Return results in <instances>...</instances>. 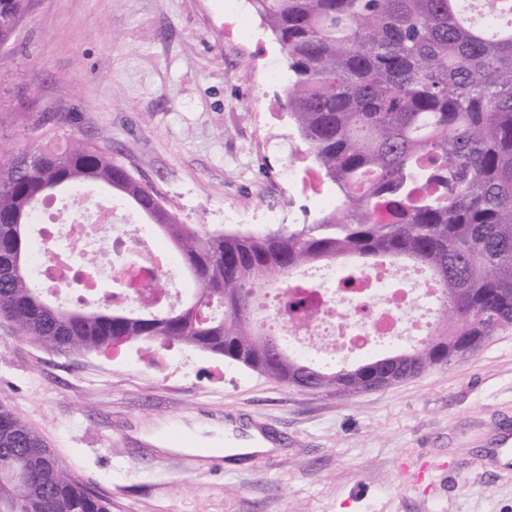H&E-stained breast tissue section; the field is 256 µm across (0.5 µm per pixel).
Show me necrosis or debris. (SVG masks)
<instances>
[{
    "instance_id": "obj_1",
    "label": "necrosis or debris",
    "mask_w": 512,
    "mask_h": 512,
    "mask_svg": "<svg viewBox=\"0 0 512 512\" xmlns=\"http://www.w3.org/2000/svg\"><path fill=\"white\" fill-rule=\"evenodd\" d=\"M33 222L38 230L34 260L39 276L69 301H100L99 292L88 287L89 278L110 269L119 275L114 302L130 304L157 288L175 267L173 257L143 235L93 224L88 213L80 214L76 224H55L41 207ZM319 279L326 291L316 298L319 312L314 318L299 320L285 312L277 317L289 347L299 352L314 346L331 353L342 340L349 350L363 355L383 344L419 335L431 310L426 307L405 315L411 290L419 288L429 300L435 297L424 280L410 281L402 265L382 267L368 282L347 292L332 289V272L320 274Z\"/></svg>"
}]
</instances>
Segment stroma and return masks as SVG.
<instances>
[{
    "label": "stroma",
    "instance_id": "1",
    "mask_svg": "<svg viewBox=\"0 0 512 512\" xmlns=\"http://www.w3.org/2000/svg\"><path fill=\"white\" fill-rule=\"evenodd\" d=\"M0 50V148L95 144L200 231L309 224L314 181L282 48L251 0H26ZM39 433L111 512H512L483 460L512 422V331L421 375L346 396L278 384L174 345L48 351L0 318V407ZM275 448L225 460L158 449L174 431Z\"/></svg>",
    "mask_w": 512,
    "mask_h": 512
}]
</instances>
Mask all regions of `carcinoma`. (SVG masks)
Instances as JSON below:
<instances>
[{"label": "carcinoma", "instance_id": "obj_1", "mask_svg": "<svg viewBox=\"0 0 512 512\" xmlns=\"http://www.w3.org/2000/svg\"><path fill=\"white\" fill-rule=\"evenodd\" d=\"M283 50L287 106L334 209L300 229L213 230L175 212L98 147L0 152V317L57 353L131 343L179 344L224 357L286 386L342 391L385 374L409 379L477 339L512 331V0H252ZM0 13V48L12 16ZM59 190L103 184L168 238L191 282L188 300L129 307L55 303L37 277L30 214ZM400 262L440 296L437 327L414 371L377 355L337 376L288 352L265 298L309 316L311 282L297 271ZM0 512H109L43 439L0 408Z\"/></svg>", "mask_w": 512, "mask_h": 512}]
</instances>
